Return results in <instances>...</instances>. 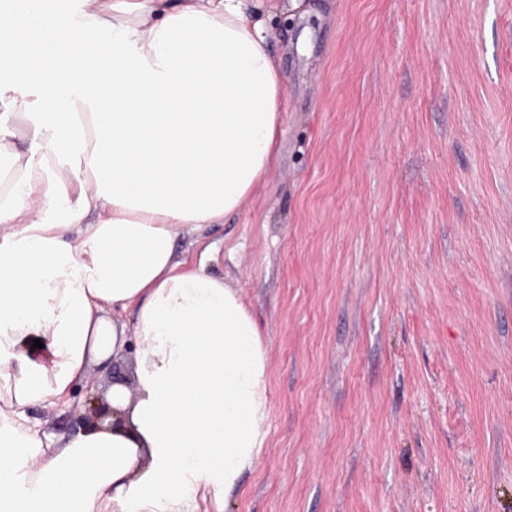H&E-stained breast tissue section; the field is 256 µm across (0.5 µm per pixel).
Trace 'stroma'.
I'll list each match as a JSON object with an SVG mask.
<instances>
[{
	"mask_svg": "<svg viewBox=\"0 0 512 512\" xmlns=\"http://www.w3.org/2000/svg\"><path fill=\"white\" fill-rule=\"evenodd\" d=\"M265 5L279 161L184 236L258 321L265 446L223 512H512V0Z\"/></svg>",
	"mask_w": 512,
	"mask_h": 512,
	"instance_id": "35a3bbf8",
	"label": "stroma"
}]
</instances>
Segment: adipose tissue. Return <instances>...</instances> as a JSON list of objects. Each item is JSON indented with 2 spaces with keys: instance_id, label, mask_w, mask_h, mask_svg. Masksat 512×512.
Listing matches in <instances>:
<instances>
[{
  "instance_id": "1",
  "label": "adipose tissue",
  "mask_w": 512,
  "mask_h": 512,
  "mask_svg": "<svg viewBox=\"0 0 512 512\" xmlns=\"http://www.w3.org/2000/svg\"><path fill=\"white\" fill-rule=\"evenodd\" d=\"M270 38L253 0H0V512H198L257 461L260 325L175 247L266 185ZM132 341L111 427L31 418Z\"/></svg>"
}]
</instances>
